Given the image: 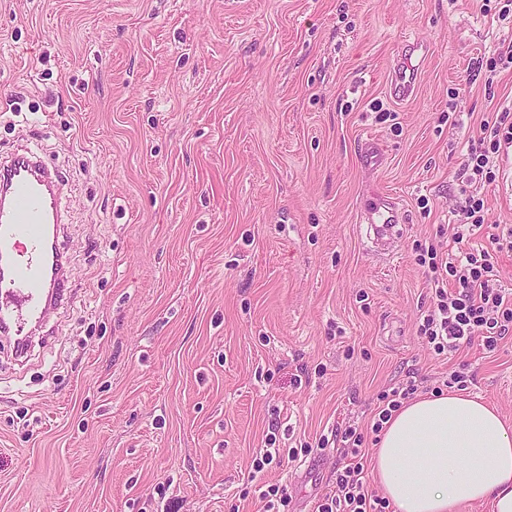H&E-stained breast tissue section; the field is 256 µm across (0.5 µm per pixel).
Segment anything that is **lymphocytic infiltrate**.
<instances>
[{
	"instance_id": "1",
	"label": "lymphocytic infiltrate",
	"mask_w": 512,
	"mask_h": 512,
	"mask_svg": "<svg viewBox=\"0 0 512 512\" xmlns=\"http://www.w3.org/2000/svg\"><path fill=\"white\" fill-rule=\"evenodd\" d=\"M512 150V111L484 119L465 154L460 175L467 184L495 183L498 160ZM416 261L430 273L434 297L418 328L427 347L438 356L458 349L461 342L479 340L494 352L512 327V292L498 282V270L488 249L469 248L452 258L435 246L417 249ZM344 465L332 491L319 498L315 512H387L388 500L369 491L365 480L367 453L355 427L341 433Z\"/></svg>"
}]
</instances>
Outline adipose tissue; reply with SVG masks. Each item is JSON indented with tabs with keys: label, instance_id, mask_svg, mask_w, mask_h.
<instances>
[{
	"label": "adipose tissue",
	"instance_id": "obj_1",
	"mask_svg": "<svg viewBox=\"0 0 512 512\" xmlns=\"http://www.w3.org/2000/svg\"><path fill=\"white\" fill-rule=\"evenodd\" d=\"M373 473L398 512H512V426L477 396L409 401L387 422Z\"/></svg>",
	"mask_w": 512,
	"mask_h": 512
}]
</instances>
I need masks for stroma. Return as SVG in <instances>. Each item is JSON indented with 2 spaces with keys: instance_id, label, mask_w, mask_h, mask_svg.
I'll use <instances>...</instances> for the list:
<instances>
[{
  "instance_id": "1",
  "label": "stroma",
  "mask_w": 512,
  "mask_h": 512,
  "mask_svg": "<svg viewBox=\"0 0 512 512\" xmlns=\"http://www.w3.org/2000/svg\"><path fill=\"white\" fill-rule=\"evenodd\" d=\"M500 0H0V160L28 147L65 183L71 294L18 362L0 340V512H288L333 488L349 423L372 448L379 392L465 393L512 423V332L431 353L417 244L453 254L459 168L512 103ZM419 42L415 91L389 84ZM378 140L384 160L365 163ZM405 214L371 255L360 205ZM469 244L512 227L482 187ZM316 445L287 466L251 469Z\"/></svg>"
}]
</instances>
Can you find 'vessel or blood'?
Returning a JSON list of instances; mask_svg holds the SVG:
<instances>
[{"label": "vessel or blood", "mask_w": 512, "mask_h": 512, "mask_svg": "<svg viewBox=\"0 0 512 512\" xmlns=\"http://www.w3.org/2000/svg\"><path fill=\"white\" fill-rule=\"evenodd\" d=\"M412 51L402 48L390 84L399 100L414 92ZM61 177L30 151L15 153L0 165V335L16 341L15 355L27 357L21 339L30 335L38 318L55 309L58 297L48 296L52 263L62 260L58 238L47 227L61 221ZM365 238L371 253L393 258L400 237L401 213L390 198L375 194L361 208Z\"/></svg>", "instance_id": "obj_1"}]
</instances>
